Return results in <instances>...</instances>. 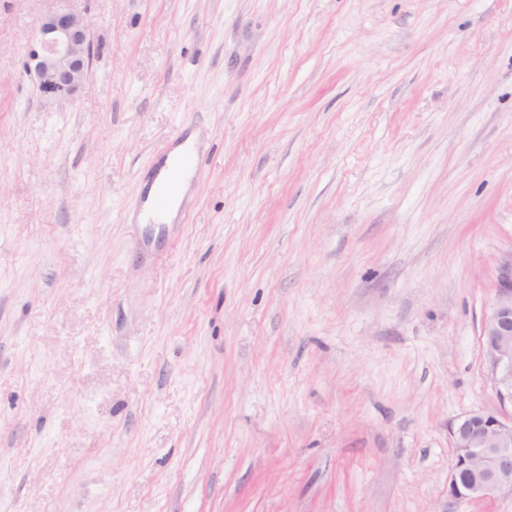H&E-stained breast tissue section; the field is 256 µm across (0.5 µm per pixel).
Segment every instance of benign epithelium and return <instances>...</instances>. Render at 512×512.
I'll use <instances>...</instances> for the list:
<instances>
[{"instance_id":"obj_1","label":"benign epithelium","mask_w":512,"mask_h":512,"mask_svg":"<svg viewBox=\"0 0 512 512\" xmlns=\"http://www.w3.org/2000/svg\"><path fill=\"white\" fill-rule=\"evenodd\" d=\"M95 54L87 11L50 6L28 44L23 70L37 79L49 105L83 90ZM481 335L500 406L512 407V255L500 261ZM449 434L455 451L448 480L452 497L512 496V413L472 412L452 422Z\"/></svg>"}]
</instances>
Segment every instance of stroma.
<instances>
[{
  "label": "stroma",
  "mask_w": 512,
  "mask_h": 512,
  "mask_svg": "<svg viewBox=\"0 0 512 512\" xmlns=\"http://www.w3.org/2000/svg\"><path fill=\"white\" fill-rule=\"evenodd\" d=\"M44 105L0 0V505L512 512L448 493L500 406L512 0H90ZM172 224L135 204L190 135Z\"/></svg>",
  "instance_id": "stroma-1"
}]
</instances>
